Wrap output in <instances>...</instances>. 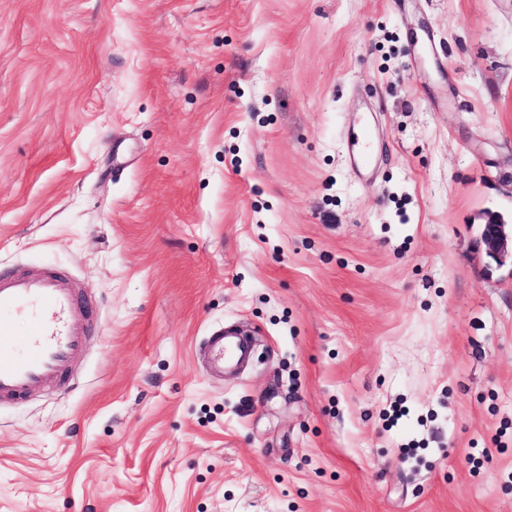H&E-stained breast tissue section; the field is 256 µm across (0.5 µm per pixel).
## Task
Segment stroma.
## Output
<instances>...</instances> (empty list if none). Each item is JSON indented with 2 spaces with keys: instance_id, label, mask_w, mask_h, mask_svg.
I'll return each mask as SVG.
<instances>
[{
  "instance_id": "1",
  "label": "stroma",
  "mask_w": 512,
  "mask_h": 512,
  "mask_svg": "<svg viewBox=\"0 0 512 512\" xmlns=\"http://www.w3.org/2000/svg\"><path fill=\"white\" fill-rule=\"evenodd\" d=\"M491 215L512 0H0V266L97 311L0 405V512H512ZM352 134L347 140L349 164L360 175L368 174L375 166L373 132L361 118L353 123ZM209 354L216 371L224 370V366H233L248 354V346L238 337L223 332L209 337Z\"/></svg>"
}]
</instances>
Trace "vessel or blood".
<instances>
[{"mask_svg":"<svg viewBox=\"0 0 512 512\" xmlns=\"http://www.w3.org/2000/svg\"><path fill=\"white\" fill-rule=\"evenodd\" d=\"M373 132L355 119L347 141L349 164L359 174L375 166ZM28 323L27 334L16 337L18 319ZM91 309L58 272L12 275L0 269V402H10L51 385L69 390L71 368L89 334ZM215 370L243 360L248 346L238 337L221 333L209 339Z\"/></svg>","mask_w":512,"mask_h":512,"instance_id":"b4317fda","label":"vessel or blood"}]
</instances>
